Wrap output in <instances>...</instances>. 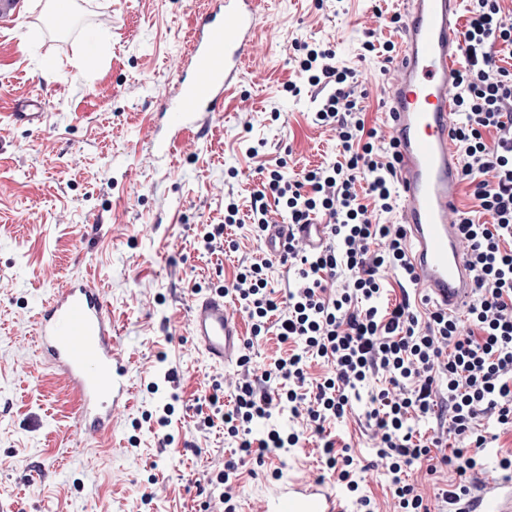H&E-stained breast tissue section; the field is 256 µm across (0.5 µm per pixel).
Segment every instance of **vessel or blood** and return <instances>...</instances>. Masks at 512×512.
<instances>
[{
  "mask_svg": "<svg viewBox=\"0 0 512 512\" xmlns=\"http://www.w3.org/2000/svg\"><path fill=\"white\" fill-rule=\"evenodd\" d=\"M463 0H405V22L397 39L385 122L399 152L401 222L413 245L418 284L437 305L455 313L468 307L475 286L460 242L455 205L459 161L453 140L456 73L465 58L459 21ZM265 18L263 0H219L199 12L192 29L188 68L169 104L172 130L192 117L215 111L237 81ZM45 103L31 97L16 102L18 123L40 126ZM288 236L272 225L264 245L283 260ZM190 334L205 357L232 362L243 344L242 327L222 294L194 298ZM39 355L62 375L76 394L77 426L101 434L112 421L114 338L112 315L95 284L75 280L53 291L35 314ZM264 512H345L334 486L292 480L274 491ZM465 512H512V480H489Z\"/></svg>",
  "mask_w": 512,
  "mask_h": 512,
  "instance_id": "vessel-or-blood-1",
  "label": "vessel or blood"
}]
</instances>
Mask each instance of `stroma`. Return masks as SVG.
<instances>
[{
	"mask_svg": "<svg viewBox=\"0 0 512 512\" xmlns=\"http://www.w3.org/2000/svg\"><path fill=\"white\" fill-rule=\"evenodd\" d=\"M206 0H75V21L54 28L49 0H0V512H218L214 478L233 456L223 426L198 429L216 384L239 367L210 364L188 329L193 297L232 281L239 258L262 257L247 227L230 248L203 250V225L224 221V195L241 209L289 151V173L334 158L336 136L314 125L308 91L292 96L295 44L322 42L341 67L364 73L368 126L388 136L387 78L362 59L367 30L396 39L394 0H273L248 64L219 111L199 113L173 155L157 144L184 68L191 25ZM41 95L42 125L13 121L16 101ZM273 150L250 157L248 146ZM92 279L112 311L124 388L106 439L72 427L76 396L35 353L42 300ZM174 382H167L166 373ZM178 401H171V393ZM173 403L160 446L153 416ZM365 401L329 430L364 464L361 494L392 512L389 477L373 467ZM314 443L260 467L239 468L237 512H262L278 482L315 481ZM153 499L145 503L141 492Z\"/></svg>",
	"mask_w": 512,
	"mask_h": 512,
	"instance_id": "1",
	"label": "stroma"
}]
</instances>
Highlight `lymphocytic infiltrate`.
<instances>
[{
  "mask_svg": "<svg viewBox=\"0 0 512 512\" xmlns=\"http://www.w3.org/2000/svg\"><path fill=\"white\" fill-rule=\"evenodd\" d=\"M468 2L454 122L460 180L472 201L458 213L475 277L465 318L414 297L418 277L405 228L384 220L401 206L396 145L380 142L377 129L367 127V89L357 70L337 67L335 51L317 43L302 46L303 84L290 81L286 89L309 88L317 104L313 122L334 131L337 159L292 175L266 170L248 216L229 201L223 223L206 225L201 237L213 252L223 245L225 227L244 220L259 241L268 225L326 217V245L311 250L289 239L295 274L282 297L269 287L267 260L240 262L229 290L249 319L252 340L272 333L289 351L253 369L241 356L245 370L229 382L231 407L203 423L222 420L242 456L260 463L315 436L327 471L354 493L353 512H374V503L358 492L359 460L338 448L326 424L345 417L366 384H379L365 418L398 512H433L410 477L416 467L430 476L453 468L456 481L437 498L470 502L492 441L486 424L512 428V70L497 63L498 55H512V18L502 0ZM394 288L399 298L382 306ZM315 361L327 372L312 383ZM284 408L299 429L254 435L253 423ZM419 418L432 421V438L416 436L411 422Z\"/></svg>",
  "mask_w": 512,
  "mask_h": 512,
  "instance_id": "obj_1",
  "label": "lymphocytic infiltrate"
}]
</instances>
